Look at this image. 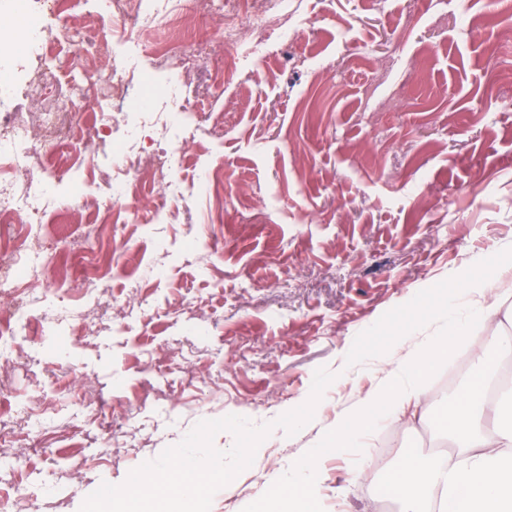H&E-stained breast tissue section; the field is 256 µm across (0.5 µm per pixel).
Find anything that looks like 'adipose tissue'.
<instances>
[{
  "instance_id": "ef3b65f1",
  "label": "adipose tissue",
  "mask_w": 512,
  "mask_h": 512,
  "mask_svg": "<svg viewBox=\"0 0 512 512\" xmlns=\"http://www.w3.org/2000/svg\"><path fill=\"white\" fill-rule=\"evenodd\" d=\"M484 288V279H471L468 287L458 289L432 311L440 335L393 368L383 388L369 393L345 415L322 443L321 452L360 447L365 430L421 401L424 373L468 339L471 323L487 322L485 310L474 304L475 295ZM494 350L492 341L477 343L476 380L448 412V435L459 455L468 459V468L455 471L445 458L406 457L392 477L399 489V512H512V402L494 417L485 415Z\"/></svg>"
}]
</instances>
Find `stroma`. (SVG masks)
I'll use <instances>...</instances> for the list:
<instances>
[{"mask_svg":"<svg viewBox=\"0 0 512 512\" xmlns=\"http://www.w3.org/2000/svg\"><path fill=\"white\" fill-rule=\"evenodd\" d=\"M296 36L259 63L228 70L191 4L166 33L210 53L209 77L186 95L198 119L180 130L184 183L218 170L214 194L185 193L178 222L113 210L94 183L108 153L79 154L42 201L33 287L79 309L87 286L65 256L84 225L99 227L90 260L110 264L108 314L86 327L63 315L19 336L5 401L64 440L6 448L15 498L31 512H79L101 482L120 484L197 422L230 414L262 425L305 403L316 369L334 373L313 420L274 429L255 460L214 496L210 512H397L385 495L399 461L449 447L448 411L470 383L435 399L449 373L471 365L459 346L424 381L426 398L379 423L363 452L325 457L308 496L271 497L312 448L398 362L435 335L412 308L445 303L467 279H486L492 318L506 322L512 290V24L490 0H292ZM68 371L103 408L56 384ZM162 400H143L144 385ZM111 461L106 476L78 459Z\"/></svg>","mask_w":512,"mask_h":512,"instance_id":"obj_1","label":"stroma"}]
</instances>
